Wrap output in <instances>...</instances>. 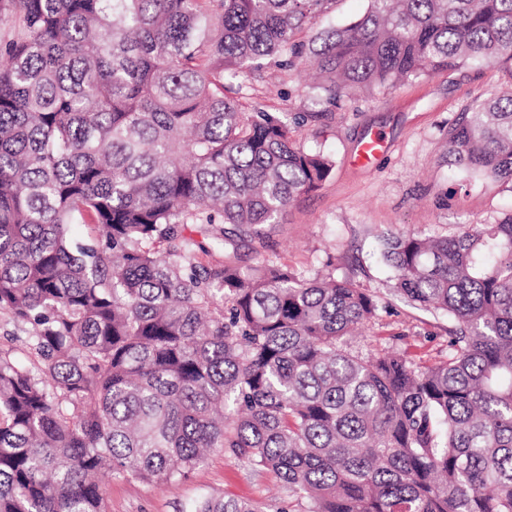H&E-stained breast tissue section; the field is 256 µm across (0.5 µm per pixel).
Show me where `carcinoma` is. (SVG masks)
<instances>
[{"instance_id": "carcinoma-1", "label": "carcinoma", "mask_w": 512, "mask_h": 512, "mask_svg": "<svg viewBox=\"0 0 512 512\" xmlns=\"http://www.w3.org/2000/svg\"><path fill=\"white\" fill-rule=\"evenodd\" d=\"M0 0V512H106L112 477L173 483L209 448L302 512H512V211L380 236L395 295L448 315V358L362 355L352 279L234 256L333 162L226 83L310 65L327 103L463 63L512 64V0ZM448 166L512 191V94L448 128ZM73 224H92L74 246ZM210 237L224 263L205 265ZM195 512H259L212 494ZM370 0H336L331 9L320 16L319 25L328 23L336 26H346L355 22L362 16L370 5ZM30 329L31 326L29 324L17 322L7 313L0 312V348L8 349L14 347L13 353L15 352L20 360L29 364L28 359L22 351L24 348L20 342L10 340L15 337L24 338L28 335Z\"/></svg>"}]
</instances>
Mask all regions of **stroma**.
I'll list each match as a JSON object with an SVG mask.
<instances>
[{
    "label": "stroma",
    "instance_id": "1",
    "mask_svg": "<svg viewBox=\"0 0 512 512\" xmlns=\"http://www.w3.org/2000/svg\"><path fill=\"white\" fill-rule=\"evenodd\" d=\"M512 88V68L466 63L390 89L339 101H318L308 75L265 64L228 94L248 111L328 112L319 123L298 125L307 150L331 156L323 185L294 200L281 223L267 227L266 245L242 251L253 265L270 259L305 274L355 279L381 302L377 318L352 350H396L434 364L448 355V318L406 305L394 293V272L380 255L378 237L392 232L452 235L465 224H484L512 211V191L501 183L450 172L445 153L449 126L488 94ZM385 143L370 160L359 157L372 139ZM247 499L261 512H291L292 499L275 475L252 468L222 449L171 484L134 478L105 484L108 512H191L204 494Z\"/></svg>",
    "mask_w": 512,
    "mask_h": 512
}]
</instances>
